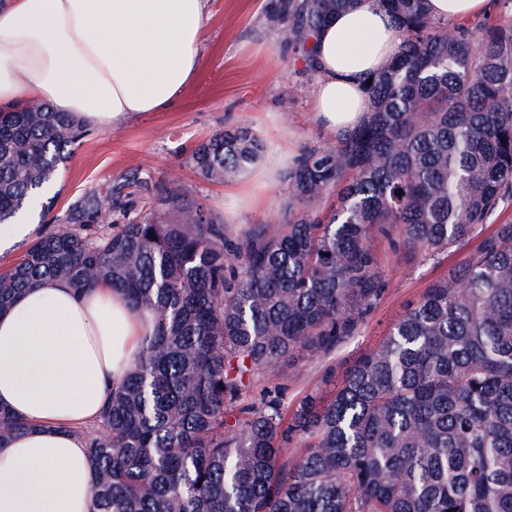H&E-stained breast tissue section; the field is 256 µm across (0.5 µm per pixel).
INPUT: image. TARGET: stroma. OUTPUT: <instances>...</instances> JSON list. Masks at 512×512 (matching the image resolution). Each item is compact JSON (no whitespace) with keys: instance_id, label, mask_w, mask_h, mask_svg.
Listing matches in <instances>:
<instances>
[{"instance_id":"stroma-1","label":"stroma","mask_w":512,"mask_h":512,"mask_svg":"<svg viewBox=\"0 0 512 512\" xmlns=\"http://www.w3.org/2000/svg\"><path fill=\"white\" fill-rule=\"evenodd\" d=\"M268 0H207L199 48L200 69L177 102L162 112L130 116L115 128L87 127L32 218L34 232L64 223L74 205L91 196L122 190L135 208L149 207L160 189L178 188L232 229L270 224L288 206L284 172L305 148L330 143L314 117L310 95L314 79L291 49L283 47L275 27L265 20ZM293 95H285V87ZM248 128L261 138V159L235 179L208 181L190 167L192 150L218 131ZM388 288L358 335L333 358L302 356L297 380L282 388L286 408L321 385L327 367L337 376L375 346L388 327L417 300L429 283L447 274L449 264L463 261L458 251L449 263L436 265L406 258L387 242L375 241Z\"/></svg>"}]
</instances>
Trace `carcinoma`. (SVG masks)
Here are the masks:
<instances>
[{
	"label": "carcinoma",
	"mask_w": 512,
	"mask_h": 512,
	"mask_svg": "<svg viewBox=\"0 0 512 512\" xmlns=\"http://www.w3.org/2000/svg\"><path fill=\"white\" fill-rule=\"evenodd\" d=\"M347 2L269 0L266 14L314 76L308 39ZM379 2L402 50L370 76L363 124L288 165L278 230L232 232L177 188L148 213L115 192L0 272V311L63 277L77 291L106 282L153 317L84 435L91 512H512V223L486 231L512 199V25L450 29L425 0ZM81 136L44 104L0 111V224ZM263 149L222 131L190 163L223 183ZM374 236L435 263L474 248L340 384L325 376L330 397L291 414L278 389L244 401L262 372L291 380L295 352L327 357L355 335L388 288ZM28 428L0 407V445Z\"/></svg>",
	"instance_id": "cac0c4a2"
}]
</instances>
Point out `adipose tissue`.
<instances>
[{
	"instance_id": "1",
	"label": "adipose tissue",
	"mask_w": 512,
	"mask_h": 512,
	"mask_svg": "<svg viewBox=\"0 0 512 512\" xmlns=\"http://www.w3.org/2000/svg\"><path fill=\"white\" fill-rule=\"evenodd\" d=\"M206 0H0V104L42 103L114 127L166 110L200 68ZM377 3L351 0L312 36L311 107L325 131L360 125L367 77L402 47ZM151 317L105 283L54 279L0 312V406L30 427L0 448V512H88L94 466L79 428L137 362Z\"/></svg>"
}]
</instances>
